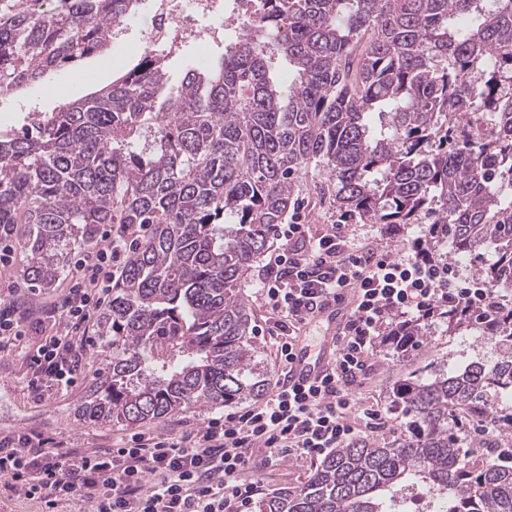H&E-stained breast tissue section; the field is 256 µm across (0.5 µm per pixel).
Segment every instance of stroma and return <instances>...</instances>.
I'll use <instances>...</instances> for the list:
<instances>
[{"instance_id":"1","label":"stroma","mask_w":512,"mask_h":512,"mask_svg":"<svg viewBox=\"0 0 512 512\" xmlns=\"http://www.w3.org/2000/svg\"><path fill=\"white\" fill-rule=\"evenodd\" d=\"M150 11L149 0H144L138 11L139 25L125 31L120 45L71 68L69 84L62 93L50 96L43 106L44 111H53L63 101L85 97L110 84L119 70L134 65L143 52V26L149 21ZM322 181L321 172L315 168L308 169L303 175L298 211L300 223L315 226L339 223L335 208L320 200L315 192ZM24 230V225H17L12 237L15 248L11 260L0 264V291L8 293L17 306L37 318L45 309L61 306L71 280L65 273L49 287H30L23 273L27 259L19 246ZM428 325L426 338L411 350L409 357H402L391 347H380L375 369L359 390L363 404L382 411L379 435L387 440L398 439L408 431L409 420L393 396V386L402 375L416 368L430 369L465 358L490 360L502 351L495 337L480 335L476 330L452 334L446 324L435 318L429 320ZM28 345V340L24 339L17 347L0 353V433L39 431L71 448H108L130 435L129 427L94 424L77 417L78 407L100 380L109 361V351L97 336H88L86 342L76 348L79 361L76 384L66 392L50 393L41 401L34 400L26 387ZM315 469V464L306 461L286 460L277 466L258 468L254 477L260 481L264 496L269 497L299 489L309 481Z\"/></svg>"}]
</instances>
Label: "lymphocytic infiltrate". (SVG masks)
Returning <instances> with one entry per match:
<instances>
[{"instance_id": "lymphocytic-infiltrate-1", "label": "lymphocytic infiltrate", "mask_w": 512, "mask_h": 512, "mask_svg": "<svg viewBox=\"0 0 512 512\" xmlns=\"http://www.w3.org/2000/svg\"><path fill=\"white\" fill-rule=\"evenodd\" d=\"M125 226L105 229L72 274L65 316L27 321L0 297V352L27 332L38 339L26 362L27 390L34 398L75 385V332L111 291V282L133 242ZM282 242L264 266L257 298L268 313L281 365L314 309L336 290L348 288L354 304L336 343L330 371L316 383H279L263 401L213 418L180 435L138 432L110 448H63L36 431L0 436V485L11 495L45 503L50 512L73 500L90 512H252L262 492L243 474L265 464L319 459L377 432L379 410L362 404L357 391L369 374L378 346L393 342L395 326L433 317L440 305L494 325L512 307V290L477 274L461 275L455 261L378 252L351 238L344 225L311 230L281 224Z\"/></svg>"}]
</instances>
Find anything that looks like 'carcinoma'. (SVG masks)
I'll use <instances>...</instances> for the list:
<instances>
[{
    "label": "carcinoma",
    "mask_w": 512,
    "mask_h": 512,
    "mask_svg": "<svg viewBox=\"0 0 512 512\" xmlns=\"http://www.w3.org/2000/svg\"><path fill=\"white\" fill-rule=\"evenodd\" d=\"M142 0H0V97L101 54ZM247 33L167 95L148 51L90 96L0 132V225H26V278L48 287L105 224L151 225L112 284L96 335L106 375L79 408L140 425L267 392L238 288L320 167L344 221L428 220L423 252L495 259L475 272L512 288V0H254ZM292 69L271 76L273 52ZM485 116L494 135L470 133ZM494 362L413 371L394 397L409 434L336 449L303 488L259 512H512V433L470 440L512 401V310Z\"/></svg>",
    "instance_id": "carcinoma-1"
}]
</instances>
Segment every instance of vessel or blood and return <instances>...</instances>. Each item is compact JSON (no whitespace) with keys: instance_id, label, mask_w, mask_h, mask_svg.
Returning <instances> with one entry per match:
<instances>
[{"instance_id":"vessel-or-blood-1","label":"vessel or blood","mask_w":512,"mask_h":512,"mask_svg":"<svg viewBox=\"0 0 512 512\" xmlns=\"http://www.w3.org/2000/svg\"><path fill=\"white\" fill-rule=\"evenodd\" d=\"M351 305L348 290L337 291L328 297L316 311L315 317L327 324L326 336L318 352H311L308 346L295 344L289 364L292 383L306 385L321 378L332 357V350L337 343L344 316Z\"/></svg>"}]
</instances>
